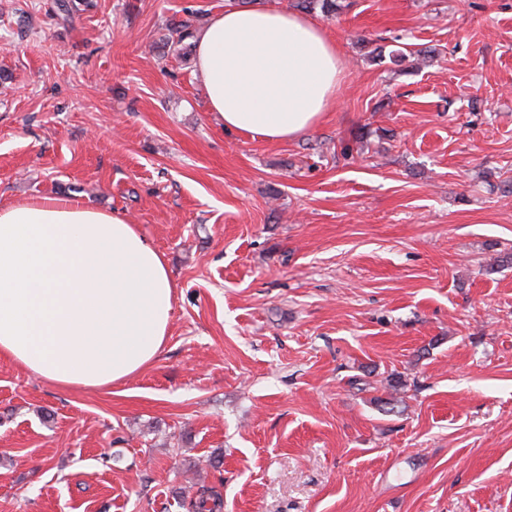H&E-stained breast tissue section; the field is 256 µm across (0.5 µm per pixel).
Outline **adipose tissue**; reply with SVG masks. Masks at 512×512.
Listing matches in <instances>:
<instances>
[{
    "instance_id": "ef3b65f1",
    "label": "adipose tissue",
    "mask_w": 512,
    "mask_h": 512,
    "mask_svg": "<svg viewBox=\"0 0 512 512\" xmlns=\"http://www.w3.org/2000/svg\"><path fill=\"white\" fill-rule=\"evenodd\" d=\"M210 111L270 142L316 126L341 61L324 27L261 4L212 17L191 39ZM174 286L137 225L77 198L0 206V356L63 388L123 383L160 354Z\"/></svg>"
}]
</instances>
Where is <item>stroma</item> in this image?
Returning <instances> with one entry per match:
<instances>
[{
  "instance_id": "35a3bbf8",
  "label": "stroma",
  "mask_w": 512,
  "mask_h": 512,
  "mask_svg": "<svg viewBox=\"0 0 512 512\" xmlns=\"http://www.w3.org/2000/svg\"><path fill=\"white\" fill-rule=\"evenodd\" d=\"M339 2L270 142L163 45L230 0H0V205L118 211L175 283L119 387L0 358V512H512V0ZM190 508L194 512H223L224 500L220 493L213 488L203 489Z\"/></svg>"
}]
</instances>
